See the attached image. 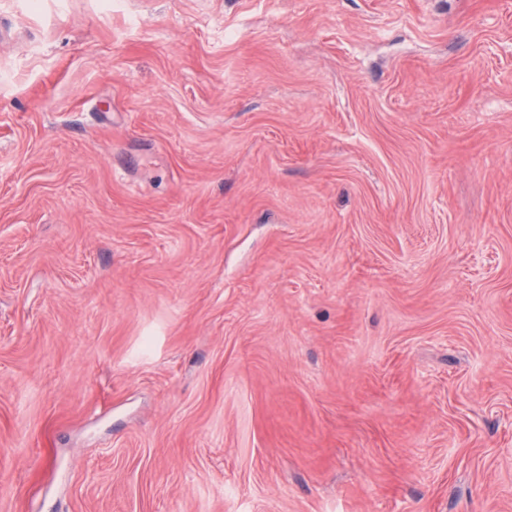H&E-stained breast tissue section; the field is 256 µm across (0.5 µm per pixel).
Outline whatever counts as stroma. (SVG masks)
Instances as JSON below:
<instances>
[{"instance_id": "obj_1", "label": "stroma", "mask_w": 512, "mask_h": 512, "mask_svg": "<svg viewBox=\"0 0 512 512\" xmlns=\"http://www.w3.org/2000/svg\"><path fill=\"white\" fill-rule=\"evenodd\" d=\"M0 512H512V0H0Z\"/></svg>"}]
</instances>
